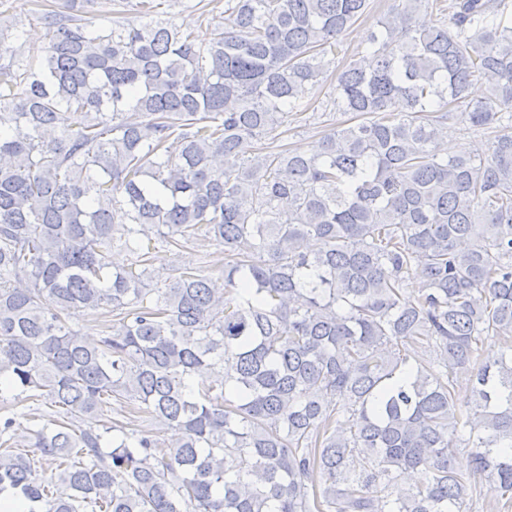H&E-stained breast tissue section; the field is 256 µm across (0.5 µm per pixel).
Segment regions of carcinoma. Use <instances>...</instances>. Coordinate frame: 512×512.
Wrapping results in <instances>:
<instances>
[{
  "label": "carcinoma",
  "mask_w": 512,
  "mask_h": 512,
  "mask_svg": "<svg viewBox=\"0 0 512 512\" xmlns=\"http://www.w3.org/2000/svg\"><path fill=\"white\" fill-rule=\"evenodd\" d=\"M114 2L134 17L95 27L97 0H57L36 55L0 25V493L40 512H472L464 447L512 505L508 0L429 22L443 0H393L340 66L367 0H224L200 44L179 0ZM330 71L323 111L363 120L244 158ZM456 116L503 132L450 155ZM203 241L220 275L147 287L151 244ZM104 308L91 342L72 320ZM129 407L148 429L125 430ZM21 428L39 458L13 451Z\"/></svg>",
  "instance_id": "cac0c4a2"
}]
</instances>
